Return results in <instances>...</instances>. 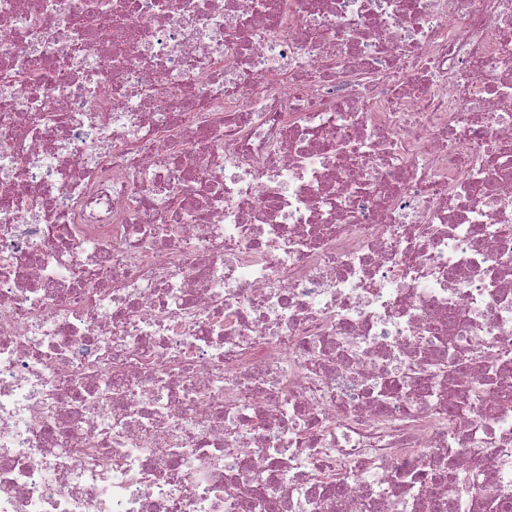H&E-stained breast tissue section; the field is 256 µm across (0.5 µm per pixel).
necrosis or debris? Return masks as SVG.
Returning a JSON list of instances; mask_svg holds the SVG:
<instances>
[{
  "instance_id": "1",
  "label": "necrosis or debris",
  "mask_w": 512,
  "mask_h": 512,
  "mask_svg": "<svg viewBox=\"0 0 512 512\" xmlns=\"http://www.w3.org/2000/svg\"><path fill=\"white\" fill-rule=\"evenodd\" d=\"M511 506L512 0H0V512Z\"/></svg>"
}]
</instances>
